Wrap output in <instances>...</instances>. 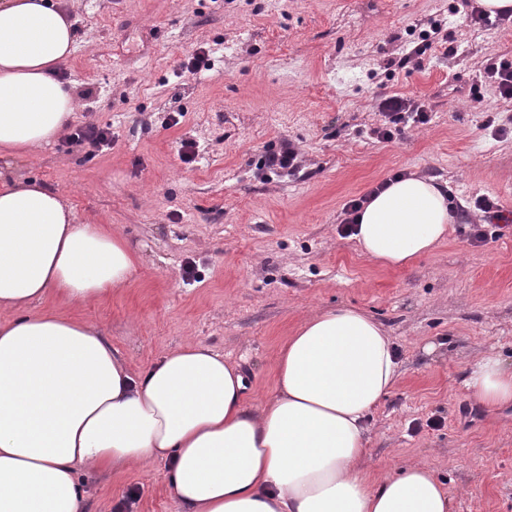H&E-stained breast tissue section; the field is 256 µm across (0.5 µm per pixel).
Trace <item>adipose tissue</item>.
Returning <instances> with one entry per match:
<instances>
[{
  "label": "adipose tissue",
  "mask_w": 512,
  "mask_h": 512,
  "mask_svg": "<svg viewBox=\"0 0 512 512\" xmlns=\"http://www.w3.org/2000/svg\"><path fill=\"white\" fill-rule=\"evenodd\" d=\"M75 30L61 0H0V512H84L79 471L161 458L181 512H456L428 467L372 475L367 420L398 384L397 346L364 311L306 317L281 347L273 396L246 401L233 364L189 340L132 369L94 324L69 314L125 288L140 258L108 224H80L62 194L12 160L70 122L57 73ZM447 185L410 175L364 204L361 255L402 267L447 241ZM60 307L42 310L48 297ZM464 386L512 406V365L494 350Z\"/></svg>",
  "instance_id": "ef3b65f1"
}]
</instances>
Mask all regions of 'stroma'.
I'll return each mask as SVG.
<instances>
[{"mask_svg":"<svg viewBox=\"0 0 512 512\" xmlns=\"http://www.w3.org/2000/svg\"><path fill=\"white\" fill-rule=\"evenodd\" d=\"M68 10L77 42L61 75L73 122L111 125L112 144L56 141L15 166L61 192L79 222L114 226L141 259L126 288L75 315L136 369L200 342L241 371L257 405L302 319L361 309L394 337L402 369L370 419L371 472L424 464L457 512H512V408L485 410L463 384L487 348L512 363V223L475 244L460 213L483 194L512 209V100L483 77L512 63V21L475 25L460 0H69ZM206 50L209 69H180ZM381 93L421 100L430 122L378 139ZM185 141L195 162L178 155ZM287 143L299 169L264 167ZM399 172L446 182L458 211L440 249L382 267L340 235L341 211ZM167 474L160 460L84 473L86 512H180Z\"/></svg>","mask_w":512,"mask_h":512,"instance_id":"obj_1","label":"stroma"}]
</instances>
